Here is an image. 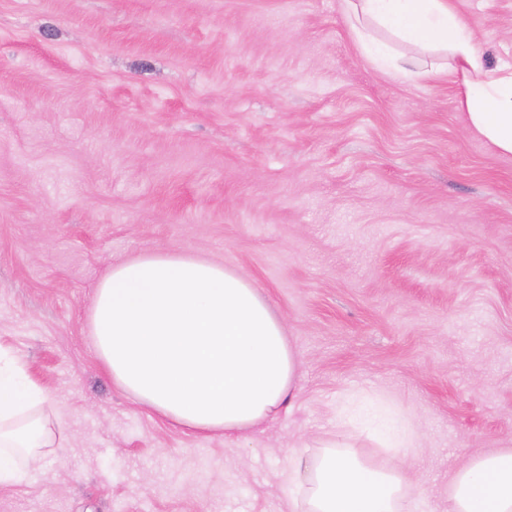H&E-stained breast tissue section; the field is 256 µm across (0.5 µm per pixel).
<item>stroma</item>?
I'll use <instances>...</instances> for the list:
<instances>
[{
  "label": "stroma",
  "mask_w": 512,
  "mask_h": 512,
  "mask_svg": "<svg viewBox=\"0 0 512 512\" xmlns=\"http://www.w3.org/2000/svg\"><path fill=\"white\" fill-rule=\"evenodd\" d=\"M456 6L512 60V0ZM458 91L376 69L341 0H0V352L67 421L0 512H285L289 445L357 392L409 414L445 512L450 469L512 448V158ZM174 250L245 275L299 353L249 442L152 413L92 343L109 268Z\"/></svg>",
  "instance_id": "stroma-1"
}]
</instances>
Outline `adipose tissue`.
<instances>
[{
    "instance_id": "1",
    "label": "adipose tissue",
    "mask_w": 512,
    "mask_h": 512,
    "mask_svg": "<svg viewBox=\"0 0 512 512\" xmlns=\"http://www.w3.org/2000/svg\"><path fill=\"white\" fill-rule=\"evenodd\" d=\"M372 64L411 82L375 32L445 50L467 129L512 156V62L490 65L452 0H341ZM90 333L113 384L170 423L247 440L300 392L298 353L254 284L180 252L146 253L99 282ZM64 420L18 361L0 363V485L23 482L62 438ZM405 456L419 438L380 396L352 397L319 450L293 446L282 477L296 493L287 512H419L428 497L407 470L356 448L357 438ZM448 512H512V448L471 455L448 476Z\"/></svg>"
}]
</instances>
